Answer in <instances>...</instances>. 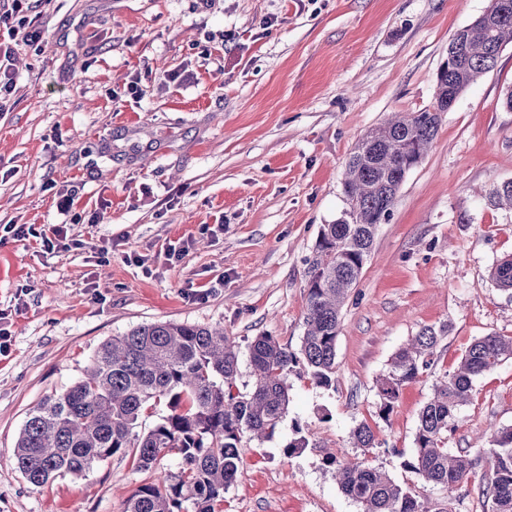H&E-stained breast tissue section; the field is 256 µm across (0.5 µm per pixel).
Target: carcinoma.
Returning <instances> with one entry per match:
<instances>
[{
	"instance_id": "carcinoma-1",
	"label": "carcinoma",
	"mask_w": 512,
	"mask_h": 512,
	"mask_svg": "<svg viewBox=\"0 0 512 512\" xmlns=\"http://www.w3.org/2000/svg\"><path fill=\"white\" fill-rule=\"evenodd\" d=\"M512 41V18L474 20L460 57L437 70L434 102L417 112H395L356 143L345 167L347 207L321 225L304 270L307 304L300 348L271 335L249 346L250 388L236 390L238 346L220 327L171 321L137 326L106 341L81 380L40 401L28 414L13 455L28 483L81 476L114 456L133 454L143 471L158 469L169 453L180 456L177 475L141 485L123 512H220L224 490L240 469L238 444L248 434L270 439L288 412V375L301 365L320 386L336 374V341L342 309L373 249L378 226L391 214L404 174L419 165L441 125L448 89L462 94L494 69L502 44ZM489 202L512 210V180L489 193ZM512 294V258L490 271ZM448 325L426 326L393 355L377 380L380 414L393 410L400 389L435 364ZM512 359V336L489 334L468 348L445 373L421 408L412 454L404 467L424 482L453 494L475 474L480 456L447 448L448 428L473 395L474 384ZM167 400L169 413L147 432L135 431L150 401ZM490 471L483 491L493 512H512V427H489ZM356 448L377 445L372 428L353 431ZM341 491L361 512H433L428 499L396 483L365 460L332 459Z\"/></svg>"
}]
</instances>
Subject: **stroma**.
Wrapping results in <instances>:
<instances>
[{
    "instance_id": "stroma-1",
    "label": "stroma",
    "mask_w": 512,
    "mask_h": 512,
    "mask_svg": "<svg viewBox=\"0 0 512 512\" xmlns=\"http://www.w3.org/2000/svg\"><path fill=\"white\" fill-rule=\"evenodd\" d=\"M491 0H49L40 48L18 47L15 104L0 112V228L63 222L66 245L0 246V512H123L154 474L131 456L36 487L13 457L29 411L82 377L108 339L160 321L221 326L239 344L298 349L305 260L345 207L355 143L391 113L430 106L458 30ZM141 81L142 98L132 97ZM512 43L445 112L379 225L343 308L336 378L288 376L273 438L243 437L224 512H360L329 452L364 457L439 512H492L488 425L512 426V360L480 377L448 432L481 454L454 495L406 469L418 414L476 340L512 336V295L491 267L512 255V212L487 192L512 180ZM183 247L179 260L171 247ZM448 324L435 366L380 417L377 380L428 325ZM368 424L377 447L356 448ZM307 448L288 453L297 432Z\"/></svg>"
}]
</instances>
